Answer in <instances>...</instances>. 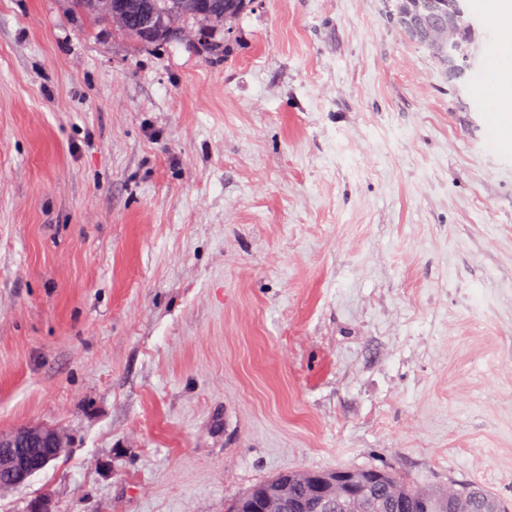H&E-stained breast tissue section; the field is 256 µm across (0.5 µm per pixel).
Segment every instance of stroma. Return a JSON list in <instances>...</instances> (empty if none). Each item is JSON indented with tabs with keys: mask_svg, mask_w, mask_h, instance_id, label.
I'll return each mask as SVG.
<instances>
[{
	"mask_svg": "<svg viewBox=\"0 0 512 512\" xmlns=\"http://www.w3.org/2000/svg\"><path fill=\"white\" fill-rule=\"evenodd\" d=\"M394 0H256L220 50L0 0V512H224L393 466L512 501V164ZM66 447V437L46 426L20 427L0 432V487H19L56 459Z\"/></svg>",
	"mask_w": 512,
	"mask_h": 512,
	"instance_id": "obj_1",
	"label": "stroma"
}]
</instances>
